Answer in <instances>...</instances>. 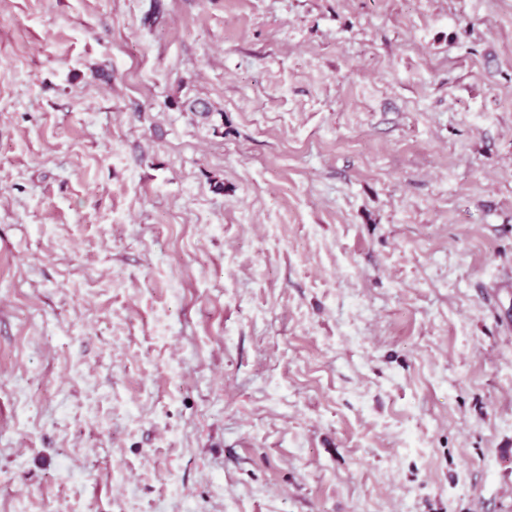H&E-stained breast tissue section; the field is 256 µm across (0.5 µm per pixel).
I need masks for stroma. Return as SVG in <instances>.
<instances>
[{"instance_id":"35a3bbf8","label":"stroma","mask_w":512,"mask_h":512,"mask_svg":"<svg viewBox=\"0 0 512 512\" xmlns=\"http://www.w3.org/2000/svg\"><path fill=\"white\" fill-rule=\"evenodd\" d=\"M0 512H512V0H0Z\"/></svg>"}]
</instances>
